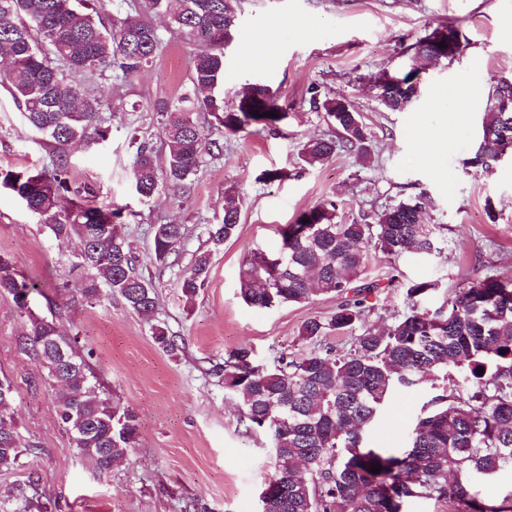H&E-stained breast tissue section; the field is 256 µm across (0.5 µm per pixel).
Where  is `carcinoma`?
<instances>
[{
    "label": "carcinoma",
    "instance_id": "1",
    "mask_svg": "<svg viewBox=\"0 0 512 512\" xmlns=\"http://www.w3.org/2000/svg\"><path fill=\"white\" fill-rule=\"evenodd\" d=\"M171 2L140 0L136 14L108 30L88 0H0V84L30 126L57 148L106 138L100 106L110 96H87L82 78L104 71L127 77L149 67L161 39L148 16L174 12L172 24L192 45L195 94L156 105L163 118L166 164L158 168L153 146L138 143L132 178L143 199L162 187L189 188L206 158L222 153L219 142L206 138L204 125L231 136L252 126L274 130L287 116L276 96L260 85L242 89L231 109L223 96L212 93L224 81V45L234 38L236 0H178L174 11ZM441 42L455 44L458 54L463 49L460 30L442 24L410 46L408 71H379L374 88L385 109L402 110L417 96L420 61L453 59ZM505 93L512 96V78H499L489 90L482 137L470 158L472 167L487 174L500 156L512 154L502 138L512 137V111L495 106ZM310 104L325 112L336 135L306 142L301 152L306 164L324 163L338 150L367 155L366 126L348 101L314 94ZM0 186L19 197L58 243L79 242L74 267L88 272L81 288L86 301L115 293L129 310L153 312L157 293L138 272L119 232L120 213L71 190L63 156L41 170L1 169ZM423 208L419 194L340 224L336 203L325 201L280 229L279 267L269 266V254L262 250L246 256L240 297L250 306L301 303L315 292L342 298L328 322L313 318L303 324L299 337L310 344L306 353L282 352L264 367L254 364L251 349L244 346L211 369L225 393L239 399V421L246 431L264 435L273 450L275 473L259 494V512H402L403 502L414 497L448 501L458 512H496L472 498L469 478L474 472L492 477L512 471V278L470 282L434 313L418 303L435 284L409 281L404 284L408 312L383 331H356L365 323V305L353 284L365 272L368 248L389 258L439 251L435 225L421 223ZM241 210L238 191L225 190L223 223L208 229L209 247L195 256L180 281L186 304H193L203 288L212 253L235 235ZM185 235L184 224L154 225L155 261L166 262ZM35 290L0 259V292L11 295L28 317L22 345L41 359L56 385L61 425L68 431L72 416L83 418L85 429L73 436L75 448L100 473H108L135 448L138 415L100 394L77 338L32 313L28 297ZM151 332L163 351L179 349L167 327L156 325ZM329 332L351 335L350 348L340 351L323 343ZM452 370L463 371L464 382L451 390L444 386L431 398V410L417 417L407 448L389 452L368 446L365 431L397 390L416 386L431 373L442 374L446 382ZM12 400V383L0 379L1 470L13 468L27 451L10 414ZM376 464L380 472L373 473Z\"/></svg>",
    "mask_w": 512,
    "mask_h": 512
}]
</instances>
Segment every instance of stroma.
<instances>
[{"label":"stroma","mask_w":512,"mask_h":512,"mask_svg":"<svg viewBox=\"0 0 512 512\" xmlns=\"http://www.w3.org/2000/svg\"><path fill=\"white\" fill-rule=\"evenodd\" d=\"M443 22L462 33L461 54L423 69L419 95L405 109L385 110L376 98L375 75L407 68L403 47ZM152 23L162 48L151 66L127 78L105 72L85 80L88 94L112 93L111 104L101 108L109 125L106 140L59 152L67 160L71 189L88 193L96 205L122 210L121 232L157 291L154 312L133 313L117 295L85 302L82 274L72 267L77 243L59 244L0 187V257L36 284L29 298L34 312L77 337L103 388L137 411L138 443L104 476L77 453L58 419L46 371L20 347L28 319L0 292V377L13 385L10 412L31 446L18 466L0 471V512H25L36 490L47 512H179L189 502L198 512H257L274 456L264 437L245 432L236 401L225 395L211 368L245 344L266 365L283 351L305 353L301 326L333 315L337 299L330 294L270 309L249 306L239 294L247 253H276L278 226L323 201H335L338 221L348 223L422 192L430 199L426 220L440 227L439 252L396 260L368 253L366 277L382 284L368 297V326L383 328L407 312L405 282H437V290L419 303L432 312L467 282L512 278V159L488 175L468 164L481 139L492 82L512 78V38L504 33L512 24V0H237L236 33L224 49L219 91L231 104L243 87L266 86L288 117L274 130L252 127L227 136L209 129L224 151L206 161L190 192L179 196L165 188L145 202L130 175L135 141L148 140L157 159H165L154 104L191 87L183 35L166 17ZM459 86L472 94L463 111L452 113L448 94ZM315 92L346 98L360 113L369 133L368 159L339 152L302 167L301 145L332 133L324 112L309 105ZM55 152L0 87V169H40ZM271 170L285 171L286 179L266 181ZM230 187L244 199L241 222L213 255L193 307L185 308L179 283L195 254L206 249L209 225L222 222ZM169 221L184 224L187 234L161 265L153 258L152 228ZM155 324L183 338L177 356L156 345ZM436 393L426 379L394 395L373 430V443L406 448L415 417Z\"/></svg>","instance_id":"1"}]
</instances>
